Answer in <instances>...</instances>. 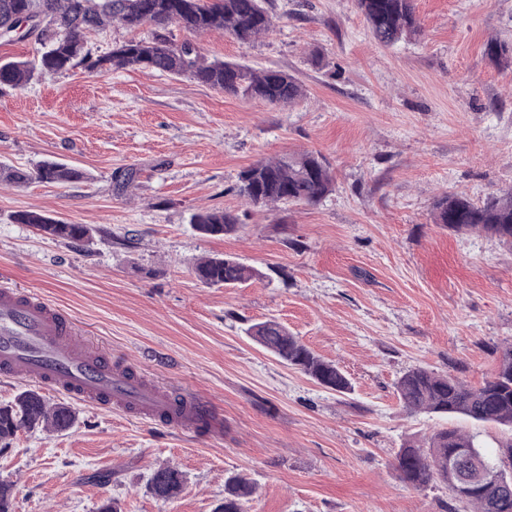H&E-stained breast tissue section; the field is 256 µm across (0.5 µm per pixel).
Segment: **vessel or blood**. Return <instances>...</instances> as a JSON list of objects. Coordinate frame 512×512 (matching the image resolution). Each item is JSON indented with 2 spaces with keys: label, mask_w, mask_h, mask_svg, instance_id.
Masks as SVG:
<instances>
[{
  "label": "vessel or blood",
  "mask_w": 512,
  "mask_h": 512,
  "mask_svg": "<svg viewBox=\"0 0 512 512\" xmlns=\"http://www.w3.org/2000/svg\"><path fill=\"white\" fill-rule=\"evenodd\" d=\"M0 376L26 380L104 409L137 413L189 433L215 411L207 400L173 396L105 362L77 337L72 320L35 293L0 287Z\"/></svg>",
  "instance_id": "b4317fda"
}]
</instances>
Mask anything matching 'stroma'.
<instances>
[{
    "instance_id": "1",
    "label": "stroma",
    "mask_w": 512,
    "mask_h": 512,
    "mask_svg": "<svg viewBox=\"0 0 512 512\" xmlns=\"http://www.w3.org/2000/svg\"><path fill=\"white\" fill-rule=\"evenodd\" d=\"M272 28L250 44L169 26L208 60L280 69L303 97L243 100L187 76L83 66L0 87V164L82 169L65 185L0 188V283L41 294L113 364L210 400L221 435L76 402L72 429H24L0 446L14 512H214L239 474L245 512H463L445 486L418 491L395 469L404 446L440 428L487 450L512 430L462 416L409 415L395 384L423 366L478 387L512 342V242L454 232L433 202L512 193V0H413L422 33L385 47L356 0H266ZM321 153L334 189L314 205L259 208L236 191L260 160ZM132 173L128 186L116 176ZM221 209L239 230L204 236L194 214ZM41 211L92 228L72 245L13 221ZM228 255L259 269L242 288L194 268ZM275 320L335 361L350 394L326 389L247 338ZM185 475L162 501L148 480ZM184 485V475L178 468L170 465L159 466L151 476L150 490L155 498L168 501L175 498Z\"/></svg>"
}]
</instances>
